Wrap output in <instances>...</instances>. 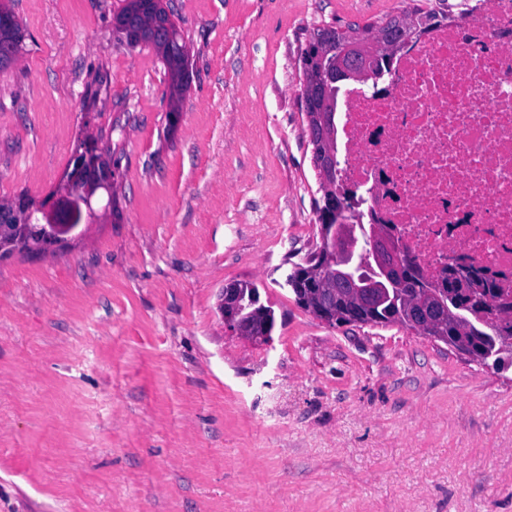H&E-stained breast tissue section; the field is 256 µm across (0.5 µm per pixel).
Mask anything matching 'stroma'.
<instances>
[{
    "label": "stroma",
    "mask_w": 512,
    "mask_h": 512,
    "mask_svg": "<svg viewBox=\"0 0 512 512\" xmlns=\"http://www.w3.org/2000/svg\"><path fill=\"white\" fill-rule=\"evenodd\" d=\"M410 2L166 0L190 55L173 116L123 0H15L0 200L45 198L89 137L115 210L0 259V512H512V367L329 325L282 285L321 243L307 40ZM237 281L270 343L225 326ZM224 286V324L236 330L239 319L237 304L243 323H247L249 337L255 341L268 342L275 326V312L270 305L261 303L259 288L252 282H236Z\"/></svg>",
    "instance_id": "35a3bbf8"
}]
</instances>
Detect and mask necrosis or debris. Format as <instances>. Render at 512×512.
I'll return each mask as SVG.
<instances>
[{
	"label": "necrosis or debris",
	"mask_w": 512,
	"mask_h": 512,
	"mask_svg": "<svg viewBox=\"0 0 512 512\" xmlns=\"http://www.w3.org/2000/svg\"><path fill=\"white\" fill-rule=\"evenodd\" d=\"M457 9L344 91L338 183L425 277L453 254L512 302V0Z\"/></svg>",
	"instance_id": "obj_1"
}]
</instances>
